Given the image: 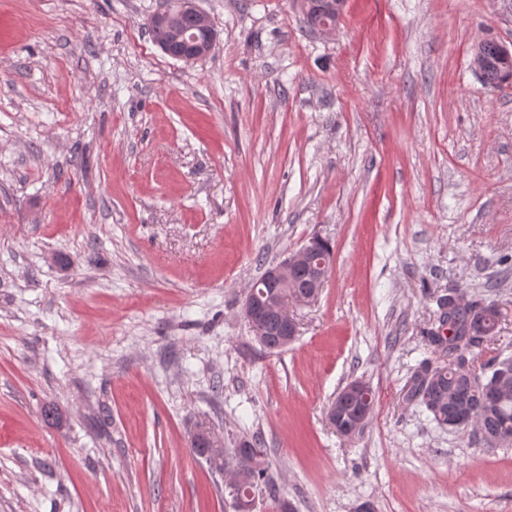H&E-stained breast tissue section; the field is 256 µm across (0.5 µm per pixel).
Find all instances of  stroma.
I'll return each mask as SVG.
<instances>
[{
  "label": "stroma",
  "instance_id": "stroma-1",
  "mask_svg": "<svg viewBox=\"0 0 512 512\" xmlns=\"http://www.w3.org/2000/svg\"><path fill=\"white\" fill-rule=\"evenodd\" d=\"M167 0H0V512H231L207 432L260 437L254 512H512V445L407 401L436 298L500 313L512 356V0H197L187 64L144 22ZM320 238L318 298L268 353L253 281ZM368 383L346 439L329 404ZM484 52L495 56L496 64L482 72L481 76L490 84H502L512 79V54L510 57L500 58L495 41H486Z\"/></svg>",
  "mask_w": 512,
  "mask_h": 512
}]
</instances>
